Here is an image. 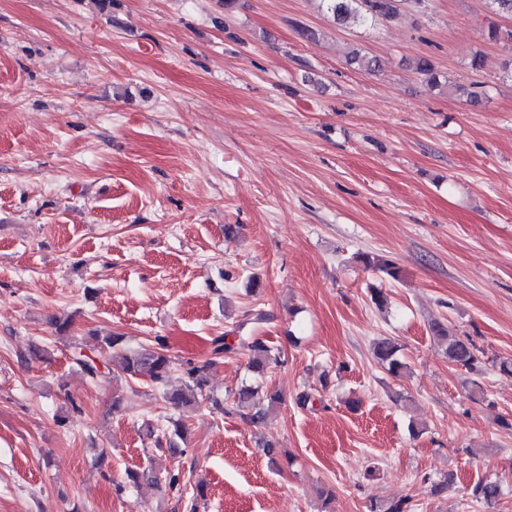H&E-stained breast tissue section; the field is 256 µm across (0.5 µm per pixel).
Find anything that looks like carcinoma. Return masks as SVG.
Returning <instances> with one entry per match:
<instances>
[{
  "instance_id": "obj_1",
  "label": "carcinoma",
  "mask_w": 512,
  "mask_h": 512,
  "mask_svg": "<svg viewBox=\"0 0 512 512\" xmlns=\"http://www.w3.org/2000/svg\"><path fill=\"white\" fill-rule=\"evenodd\" d=\"M319 7L329 19L338 27L347 28L354 25H363L379 20L392 22L402 15V6H408L418 13L426 8L428 0H318ZM346 63L356 65L361 70L372 73L380 69V62L375 57H369L358 50L347 55ZM415 70L423 76L426 82L433 87H446L448 80L441 75L432 61L422 57L414 62ZM363 260L377 267V269L392 280H399L401 270L388 259L371 258L363 256ZM430 329L433 339L448 358V362L460 366L467 371L478 370L480 349L467 336H459L448 328L444 322L432 320ZM102 349L114 353L113 365L118 375L128 379L141 377L148 378L153 384L163 389V397L169 405L181 412L196 409L206 399V388L209 383V371L213 365L224 358V354L235 349V344L226 340L224 336L211 339V358L202 365L187 364L182 370L175 368L172 356L162 347H142L130 350L123 346V336L112 334L95 337ZM238 345L249 351V368L261 376L272 363L280 360L279 353L258 336H241ZM400 346L391 338H382L373 342L372 354L377 362L390 374L398 376L404 372L406 365L399 357ZM86 379L96 384L102 379L110 378V373L101 371L94 359L86 354H78L73 358ZM181 372V383L171 385L175 372ZM280 395L276 392H263L258 386L245 385L234 392L233 405L236 412L249 424L257 427L264 423L267 416L279 402ZM169 446H177V441L186 439L187 429L180 419L169 421ZM258 449L269 459L274 460L281 454V446L273 438L261 436L257 439ZM155 477L148 468H131L125 471L124 485L138 487L144 481H153ZM168 486L172 490L181 491L190 487L183 505L184 512H198L201 501L206 497L207 485L199 480L193 485H187L184 476L179 472H172L168 476ZM502 495L500 482L489 478L477 481L471 488L469 496L491 508Z\"/></svg>"
}]
</instances>
